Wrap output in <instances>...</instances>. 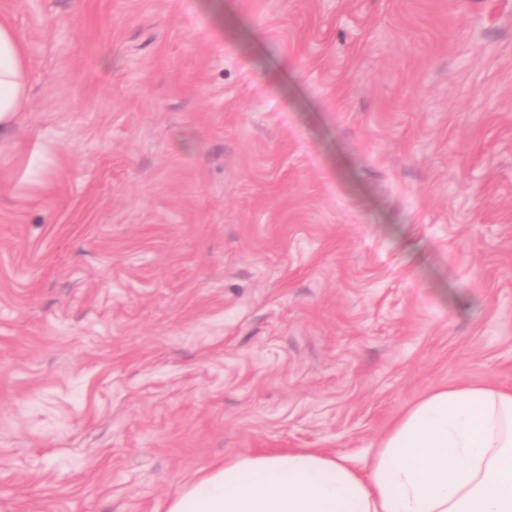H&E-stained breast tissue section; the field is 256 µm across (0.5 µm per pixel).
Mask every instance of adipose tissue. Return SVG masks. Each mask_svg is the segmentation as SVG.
Listing matches in <instances>:
<instances>
[{
  "label": "adipose tissue",
  "mask_w": 512,
  "mask_h": 512,
  "mask_svg": "<svg viewBox=\"0 0 512 512\" xmlns=\"http://www.w3.org/2000/svg\"><path fill=\"white\" fill-rule=\"evenodd\" d=\"M27 50L0 17V138L28 98ZM167 512H512V390L444 386L398 418L366 469L311 449L241 454Z\"/></svg>",
  "instance_id": "obj_1"
}]
</instances>
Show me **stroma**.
<instances>
[{
	"instance_id": "stroma-1",
	"label": "stroma",
	"mask_w": 512,
	"mask_h": 512,
	"mask_svg": "<svg viewBox=\"0 0 512 512\" xmlns=\"http://www.w3.org/2000/svg\"><path fill=\"white\" fill-rule=\"evenodd\" d=\"M0 14L30 65L0 512H166L243 452L362 467L432 390L512 387V0Z\"/></svg>"
}]
</instances>
